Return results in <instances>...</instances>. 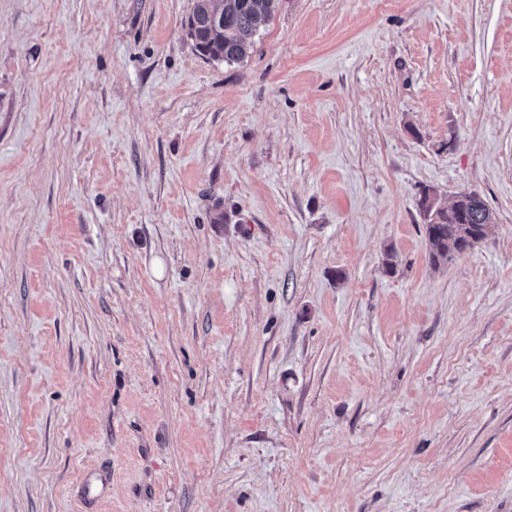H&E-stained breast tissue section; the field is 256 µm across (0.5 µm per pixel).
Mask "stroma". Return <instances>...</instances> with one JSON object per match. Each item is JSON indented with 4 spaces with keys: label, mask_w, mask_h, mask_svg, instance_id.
Masks as SVG:
<instances>
[{
    "label": "stroma",
    "mask_w": 512,
    "mask_h": 512,
    "mask_svg": "<svg viewBox=\"0 0 512 512\" xmlns=\"http://www.w3.org/2000/svg\"><path fill=\"white\" fill-rule=\"evenodd\" d=\"M192 5L0 0V512H512V0ZM275 0H194L185 27L199 53L226 63L243 59L254 43L258 23ZM445 207L437 206L428 191L420 198L431 264L438 266L480 243L495 216L477 193H461Z\"/></svg>",
    "instance_id": "stroma-1"
}]
</instances>
